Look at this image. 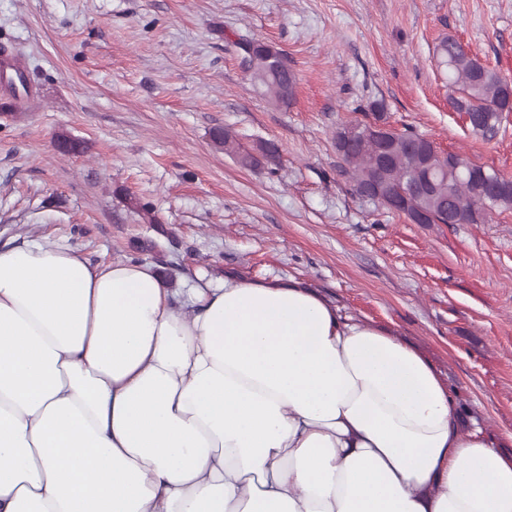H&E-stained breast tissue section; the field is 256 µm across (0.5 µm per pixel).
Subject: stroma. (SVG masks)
I'll return each mask as SVG.
<instances>
[{
	"instance_id": "obj_1",
	"label": "stroma",
	"mask_w": 512,
	"mask_h": 512,
	"mask_svg": "<svg viewBox=\"0 0 512 512\" xmlns=\"http://www.w3.org/2000/svg\"><path fill=\"white\" fill-rule=\"evenodd\" d=\"M448 36L512 81V0H0V48L28 82L0 83V245L60 238L174 284L301 280L420 351L461 426L512 455V210L412 223L356 193L334 144L379 100L391 127L512 177V112L487 140L450 106ZM246 40L287 56L288 104L256 91ZM220 129L279 157L243 165ZM62 135L87 152L61 154Z\"/></svg>"
}]
</instances>
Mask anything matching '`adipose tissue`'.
<instances>
[{
  "label": "adipose tissue",
  "instance_id": "ef3b65f1",
  "mask_svg": "<svg viewBox=\"0 0 512 512\" xmlns=\"http://www.w3.org/2000/svg\"><path fill=\"white\" fill-rule=\"evenodd\" d=\"M432 364L300 282L0 246V512H512Z\"/></svg>",
  "mask_w": 512,
  "mask_h": 512
}]
</instances>
